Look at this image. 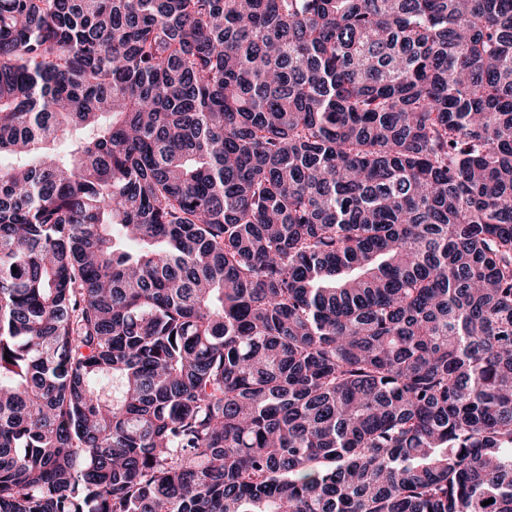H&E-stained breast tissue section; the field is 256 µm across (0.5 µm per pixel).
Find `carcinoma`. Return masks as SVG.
I'll use <instances>...</instances> for the list:
<instances>
[{
  "mask_svg": "<svg viewBox=\"0 0 512 512\" xmlns=\"http://www.w3.org/2000/svg\"><path fill=\"white\" fill-rule=\"evenodd\" d=\"M0 512H512V0H0Z\"/></svg>",
  "mask_w": 512,
  "mask_h": 512,
  "instance_id": "cac0c4a2",
  "label": "carcinoma"
}]
</instances>
